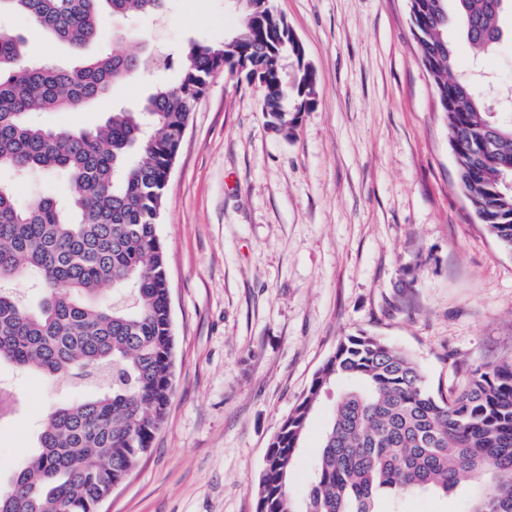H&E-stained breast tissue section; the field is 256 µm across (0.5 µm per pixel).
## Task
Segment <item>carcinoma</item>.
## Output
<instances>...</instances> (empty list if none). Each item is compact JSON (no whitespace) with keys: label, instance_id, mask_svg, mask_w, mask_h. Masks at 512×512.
I'll use <instances>...</instances> for the list:
<instances>
[{"label":"carcinoma","instance_id":"obj_1","mask_svg":"<svg viewBox=\"0 0 512 512\" xmlns=\"http://www.w3.org/2000/svg\"><path fill=\"white\" fill-rule=\"evenodd\" d=\"M165 0H0V17L80 47L105 15L146 16ZM421 59L452 141L458 184L480 223L512 252V113L495 116L455 70L454 24L480 54L501 38L512 0H408ZM235 38L195 43L175 84H159L135 109H111L93 130H51L34 115L80 111L152 57L109 51L73 67L32 62L23 37L0 28V173L60 177L67 201L17 204L0 181V362L50 378L97 375L91 395L50 410L39 451L0 491V512H98L149 453L173 395L174 336L167 255L158 232L164 190L182 133L213 74L242 57L266 75L262 112L284 131L315 104V73L288 79L283 56L302 50L270 0H237ZM37 278L33 309L3 287ZM118 298L107 299L101 286ZM342 386L322 433L304 497L290 486L299 448L322 393ZM477 481L467 512H512V360L470 369L446 398L405 351L367 333L342 337L271 439L257 512H381L415 492L443 495Z\"/></svg>","mask_w":512,"mask_h":512}]
</instances>
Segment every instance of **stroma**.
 Here are the masks:
<instances>
[{"label":"stroma","mask_w":512,"mask_h":512,"mask_svg":"<svg viewBox=\"0 0 512 512\" xmlns=\"http://www.w3.org/2000/svg\"><path fill=\"white\" fill-rule=\"evenodd\" d=\"M305 49L316 103L290 134L268 126L263 90L220 72L187 123L158 226L168 257L174 395L152 450L101 512H256L268 443L340 337L362 331L411 354L450 395L477 365L512 359V253L458 186L448 127L422 62L408 0H271ZM232 0H168L127 27L104 22L86 49L158 52L170 69L112 91L136 108L174 81L191 43L234 30ZM31 58L61 66L82 51L30 32ZM495 49L459 46L512 84V19ZM17 398L0 419V483L38 448L61 400L85 394L0 364ZM336 399L312 416L291 479L303 495Z\"/></svg>","instance_id":"stroma-1"}]
</instances>
